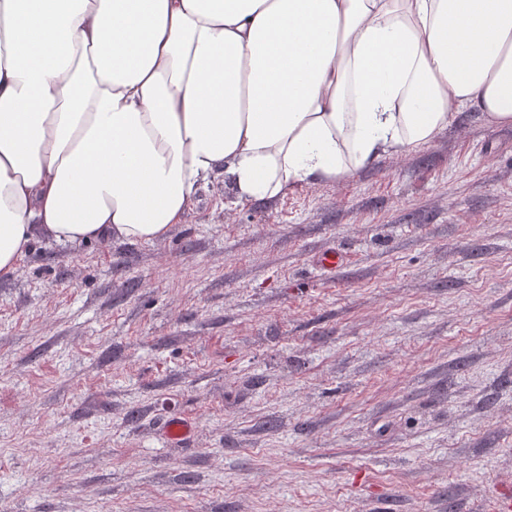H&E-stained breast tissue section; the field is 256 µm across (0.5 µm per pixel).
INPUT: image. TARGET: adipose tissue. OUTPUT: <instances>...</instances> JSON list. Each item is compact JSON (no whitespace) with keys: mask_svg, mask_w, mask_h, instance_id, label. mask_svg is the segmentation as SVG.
<instances>
[{"mask_svg":"<svg viewBox=\"0 0 512 512\" xmlns=\"http://www.w3.org/2000/svg\"><path fill=\"white\" fill-rule=\"evenodd\" d=\"M512 127V0H0V278L30 242L164 240L200 184L270 201Z\"/></svg>","mask_w":512,"mask_h":512,"instance_id":"obj_1","label":"adipose tissue"}]
</instances>
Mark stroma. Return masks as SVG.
<instances>
[{
    "label": "stroma",
    "mask_w": 512,
    "mask_h": 512,
    "mask_svg": "<svg viewBox=\"0 0 512 512\" xmlns=\"http://www.w3.org/2000/svg\"><path fill=\"white\" fill-rule=\"evenodd\" d=\"M346 266L319 267L321 253ZM191 417L165 444L160 424ZM512 489V128L0 280V512H485Z\"/></svg>",
    "instance_id": "stroma-1"
}]
</instances>
